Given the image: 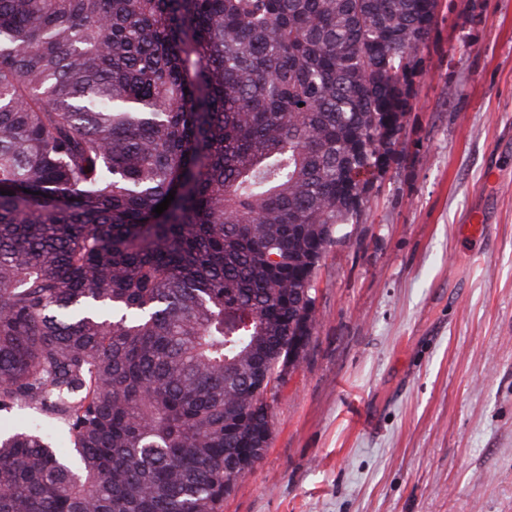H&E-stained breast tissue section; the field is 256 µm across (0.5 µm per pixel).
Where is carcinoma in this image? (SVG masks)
I'll return each instance as SVG.
<instances>
[{
  "label": "carcinoma",
  "instance_id": "1",
  "mask_svg": "<svg viewBox=\"0 0 512 512\" xmlns=\"http://www.w3.org/2000/svg\"><path fill=\"white\" fill-rule=\"evenodd\" d=\"M437 7L0 0V512H223ZM1 424L2 422L6 425L13 423H20L27 427L31 424H40L41 427L55 435L58 431V423L48 417L40 416L30 410H19L17 408L11 409L8 412H0Z\"/></svg>",
  "mask_w": 512,
  "mask_h": 512
}]
</instances>
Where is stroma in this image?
Segmentation results:
<instances>
[{
  "label": "stroma",
  "mask_w": 512,
  "mask_h": 512,
  "mask_svg": "<svg viewBox=\"0 0 512 512\" xmlns=\"http://www.w3.org/2000/svg\"><path fill=\"white\" fill-rule=\"evenodd\" d=\"M416 56L397 152L319 264L307 355L224 512H512V0H439Z\"/></svg>",
  "instance_id": "stroma-1"
}]
</instances>
